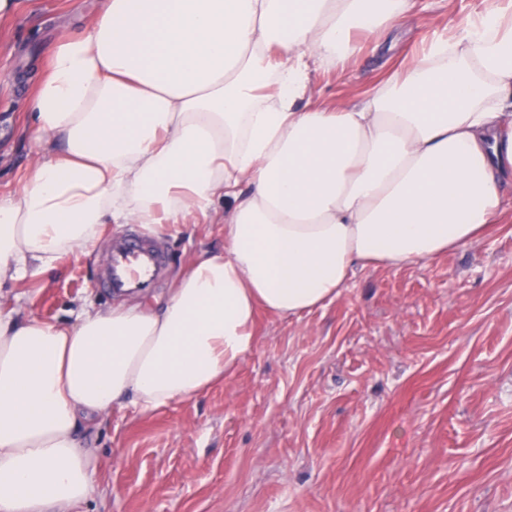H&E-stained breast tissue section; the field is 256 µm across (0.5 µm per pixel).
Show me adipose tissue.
<instances>
[{
  "mask_svg": "<svg viewBox=\"0 0 512 512\" xmlns=\"http://www.w3.org/2000/svg\"><path fill=\"white\" fill-rule=\"evenodd\" d=\"M409 0H105L60 33L29 100L32 161L0 195V280L93 250L104 224L207 223L160 306L48 322L0 303V512H73L97 455L79 433L223 383L258 310L301 315L355 267L481 242L512 188V0L463 19L359 104L303 108Z\"/></svg>",
  "mask_w": 512,
  "mask_h": 512,
  "instance_id": "adipose-tissue-1",
  "label": "adipose tissue"
}]
</instances>
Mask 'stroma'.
I'll list each match as a JSON object with an SVG mask.
<instances>
[{"mask_svg": "<svg viewBox=\"0 0 512 512\" xmlns=\"http://www.w3.org/2000/svg\"><path fill=\"white\" fill-rule=\"evenodd\" d=\"M360 33L344 69L316 64L311 103L360 102L417 58L435 29L494 0H429ZM102 0H17L0 20V194L30 162L34 73ZM167 296L224 227L167 231ZM98 252L63 255L0 302L47 321L108 307ZM257 344L223 384L143 415L113 409L82 431L99 468L81 512H512V201L476 246L426 264L358 267L336 299L295 317L260 312Z\"/></svg>", "mask_w": 512, "mask_h": 512, "instance_id": "35a3bbf8", "label": "stroma"}]
</instances>
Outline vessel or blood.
I'll return each instance as SVG.
<instances>
[{"instance_id":"vessel-or-blood-1","label":"vessel or blood","mask_w":512,"mask_h":512,"mask_svg":"<svg viewBox=\"0 0 512 512\" xmlns=\"http://www.w3.org/2000/svg\"><path fill=\"white\" fill-rule=\"evenodd\" d=\"M170 268L166 240L128 224L111 234L98 261L97 283L113 302L123 303L133 296L160 288Z\"/></svg>"}]
</instances>
